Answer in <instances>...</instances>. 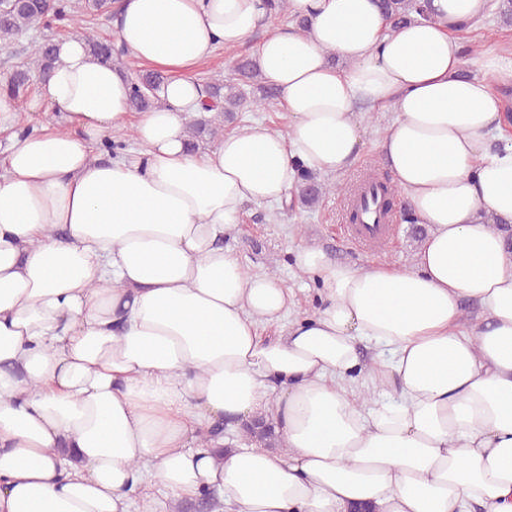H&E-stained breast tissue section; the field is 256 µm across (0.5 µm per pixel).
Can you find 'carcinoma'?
Returning a JSON list of instances; mask_svg holds the SVG:
<instances>
[{
	"label": "carcinoma",
	"mask_w": 512,
	"mask_h": 512,
	"mask_svg": "<svg viewBox=\"0 0 512 512\" xmlns=\"http://www.w3.org/2000/svg\"><path fill=\"white\" fill-rule=\"evenodd\" d=\"M380 8L390 24L398 27L412 19V16L425 12V4L420 0H378ZM112 13V0H85L84 4L75 7L70 0H0V41L8 43L34 22L51 23L53 21L69 20L72 23L81 21L83 15H109ZM87 45L92 55L106 64H121L125 51L116 43L101 40L92 33L85 35ZM58 61L55 43L49 39L35 44L27 64L13 71L10 75L7 91L10 96L18 98L29 89L32 75L44 80ZM238 71L247 82L258 83V89L263 96L270 97L272 92L260 84V73L255 63L245 59L238 64ZM132 90L130 93V109L143 112L161 103L158 96L165 78L155 73L139 74L130 78ZM242 100L241 92L231 84H205V100L201 103L200 111L215 112L221 116L235 111ZM216 139L223 133L222 124L217 122L208 130L195 122L189 124V144L195 145L197 138L203 133ZM372 190L382 198L384 212L392 209L396 189L390 179L373 174L365 179ZM344 193L346 188L330 186L318 180L313 172L302 169L299 173V192L297 202L306 208L315 207L322 198L331 193ZM247 442L255 443L263 448H281L284 441L276 433L274 425L260 419L253 428L248 430Z\"/></svg>",
	"instance_id": "1"
}]
</instances>
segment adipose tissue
Masks as SVG:
<instances>
[{"mask_svg":"<svg viewBox=\"0 0 512 512\" xmlns=\"http://www.w3.org/2000/svg\"><path fill=\"white\" fill-rule=\"evenodd\" d=\"M490 8L428 0L394 28L377 0H288L307 30L267 31L255 54L285 128L205 150L188 140L195 69L265 29L264 0H123L118 39L171 74L136 117L118 68L57 40L29 106L60 121L0 162V512L206 494L224 512H512V47L468 75L457 37ZM363 107L394 113L377 147L429 233L411 267L297 246L322 306L287 319L290 288L224 239L247 205L287 203L299 168L347 172ZM127 134L137 151L99 153ZM363 346L386 354L362 365ZM359 370L393 398L363 404ZM259 416L284 447L225 448L223 426Z\"/></svg>","mask_w":512,"mask_h":512,"instance_id":"ef3b65f1","label":"adipose tissue"}]
</instances>
